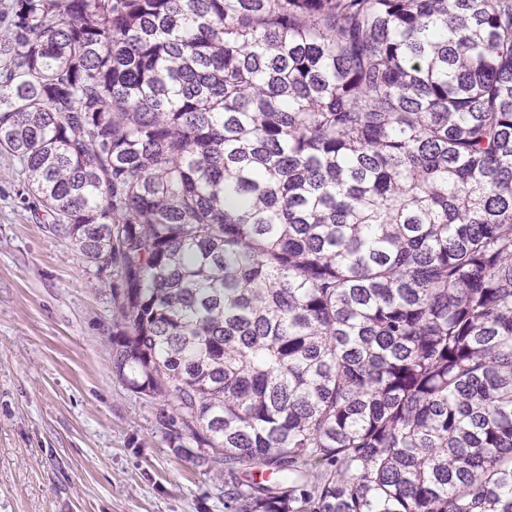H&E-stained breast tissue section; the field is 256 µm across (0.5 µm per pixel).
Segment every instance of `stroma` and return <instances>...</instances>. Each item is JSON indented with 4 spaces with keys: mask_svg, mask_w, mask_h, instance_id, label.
Returning <instances> with one entry per match:
<instances>
[{
    "mask_svg": "<svg viewBox=\"0 0 512 512\" xmlns=\"http://www.w3.org/2000/svg\"><path fill=\"white\" fill-rule=\"evenodd\" d=\"M0 152V512H225L224 480L174 455L112 377V289Z\"/></svg>",
    "mask_w": 512,
    "mask_h": 512,
    "instance_id": "1",
    "label": "stroma"
}]
</instances>
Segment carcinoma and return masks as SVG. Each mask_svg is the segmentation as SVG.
Returning a JSON list of instances; mask_svg holds the SVG:
<instances>
[{"instance_id":"1","label":"carcinoma","mask_w":512,"mask_h":512,"mask_svg":"<svg viewBox=\"0 0 512 512\" xmlns=\"http://www.w3.org/2000/svg\"><path fill=\"white\" fill-rule=\"evenodd\" d=\"M0 150L227 512H512V0H13Z\"/></svg>"}]
</instances>
